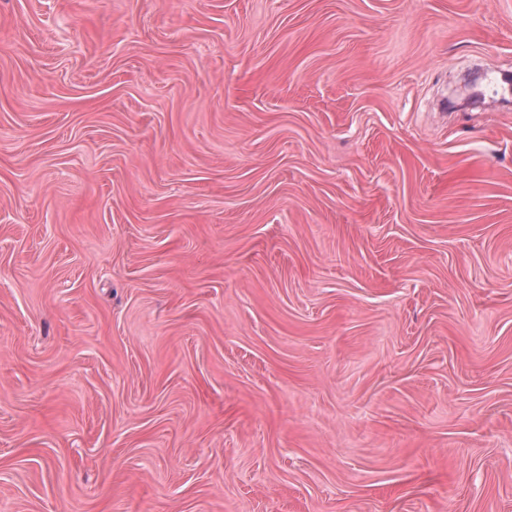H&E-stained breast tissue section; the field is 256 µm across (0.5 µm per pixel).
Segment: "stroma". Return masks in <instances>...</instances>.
<instances>
[{"instance_id": "stroma-1", "label": "stroma", "mask_w": 512, "mask_h": 512, "mask_svg": "<svg viewBox=\"0 0 512 512\" xmlns=\"http://www.w3.org/2000/svg\"><path fill=\"white\" fill-rule=\"evenodd\" d=\"M0 512H512V0H0Z\"/></svg>"}]
</instances>
